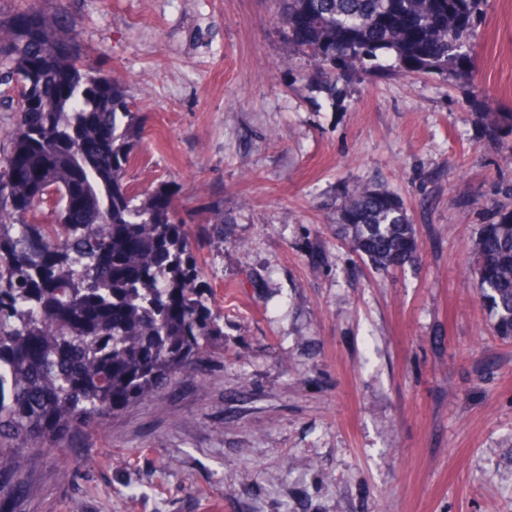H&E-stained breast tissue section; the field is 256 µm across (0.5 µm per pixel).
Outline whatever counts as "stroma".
I'll return each mask as SVG.
<instances>
[{
    "mask_svg": "<svg viewBox=\"0 0 512 512\" xmlns=\"http://www.w3.org/2000/svg\"><path fill=\"white\" fill-rule=\"evenodd\" d=\"M40 5L139 113L126 179L172 191L224 341L160 402L26 449L0 512H512V340L467 266L512 211V0L464 77L332 99L287 68L276 0ZM355 184L404 204L419 263L378 271L337 236Z\"/></svg>",
    "mask_w": 512,
    "mask_h": 512,
    "instance_id": "35a3bbf8",
    "label": "stroma"
}]
</instances>
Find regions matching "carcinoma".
Returning <instances> with one entry per match:
<instances>
[{
    "mask_svg": "<svg viewBox=\"0 0 512 512\" xmlns=\"http://www.w3.org/2000/svg\"><path fill=\"white\" fill-rule=\"evenodd\" d=\"M487 0H280L278 24L336 95L361 73L462 71ZM72 20L28 2L0 17V103L13 112L0 171L16 161L17 206H0V440L102 429L204 363L221 316L198 285L185 225L160 185L125 181L139 115L85 56L55 58ZM338 230L377 269L414 264L412 217L388 191L347 189ZM471 268L494 332L512 338V213L483 227Z\"/></svg>",
    "mask_w": 512,
    "mask_h": 512,
    "instance_id": "cac0c4a2",
    "label": "carcinoma"
}]
</instances>
